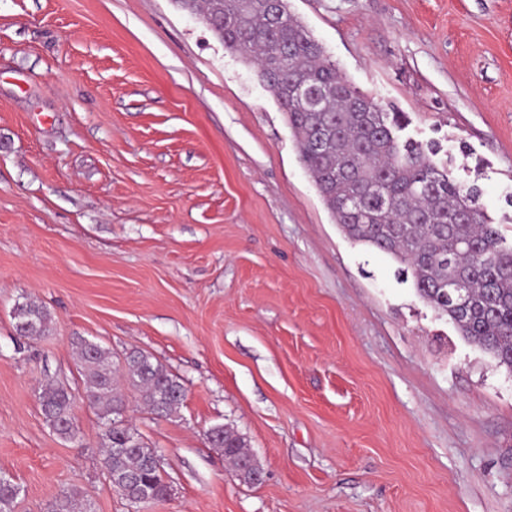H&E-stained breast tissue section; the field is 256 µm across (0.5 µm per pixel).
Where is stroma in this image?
<instances>
[{
    "label": "stroma",
    "mask_w": 512,
    "mask_h": 512,
    "mask_svg": "<svg viewBox=\"0 0 512 512\" xmlns=\"http://www.w3.org/2000/svg\"><path fill=\"white\" fill-rule=\"evenodd\" d=\"M512 238V0H289ZM340 231L252 65L176 0H0V473L16 512H512V373ZM49 313L16 332L15 304ZM178 376L123 417L169 497L131 508L73 342ZM77 434L47 425V381ZM243 435L242 483L206 439ZM16 327L24 338H41L49 331L51 318L40 305L29 302L18 306L15 312ZM38 401L46 422L57 434L62 437L75 435V394L63 385L47 383L39 393Z\"/></svg>",
    "instance_id": "stroma-1"
}]
</instances>
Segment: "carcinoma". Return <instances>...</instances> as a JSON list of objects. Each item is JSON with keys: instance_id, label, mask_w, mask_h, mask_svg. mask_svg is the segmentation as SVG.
I'll return each instance as SVG.
<instances>
[{"instance_id": "obj_1", "label": "carcinoma", "mask_w": 512, "mask_h": 512, "mask_svg": "<svg viewBox=\"0 0 512 512\" xmlns=\"http://www.w3.org/2000/svg\"><path fill=\"white\" fill-rule=\"evenodd\" d=\"M198 15L224 47L252 61L273 94L297 141L299 157L324 204L345 235L390 255L411 273L418 295L458 333L512 372V244L487 222L479 191L464 187L433 161L435 150L398 135V112H387L356 90L295 18L288 0H177ZM308 98L295 94L296 84ZM463 279L465 303L448 302V288ZM17 331L37 339L51 318L33 302L16 308ZM85 392L106 420L102 465L114 487L133 506L166 500L168 485L155 449L134 436L123 419L122 387L169 416L185 397L180 379L151 357L132 351L116 374L112 351L86 339L76 342ZM49 426L75 435V394L48 383L38 395ZM211 445L224 452L239 479L253 484L251 457L236 431L215 426ZM19 484L0 476V512H15ZM49 512H86L73 491H63Z\"/></svg>"}]
</instances>
